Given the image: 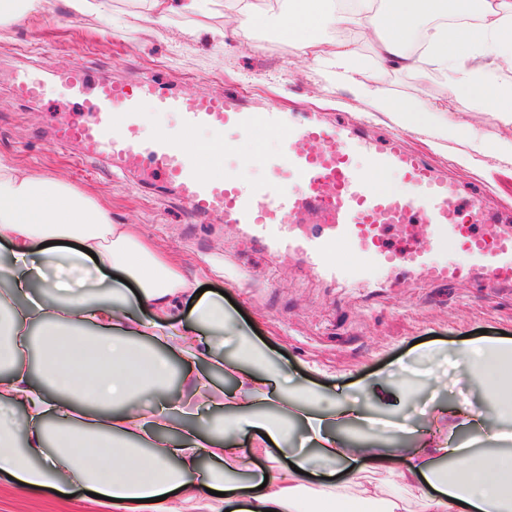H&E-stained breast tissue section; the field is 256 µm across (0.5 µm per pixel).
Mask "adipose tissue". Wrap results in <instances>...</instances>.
<instances>
[{"instance_id": "ef3b65f1", "label": "adipose tissue", "mask_w": 512, "mask_h": 512, "mask_svg": "<svg viewBox=\"0 0 512 512\" xmlns=\"http://www.w3.org/2000/svg\"><path fill=\"white\" fill-rule=\"evenodd\" d=\"M150 26L172 12L221 13L224 0H150ZM251 23L276 20L302 53L329 65L328 77L352 85L401 128H433L439 139L465 140L476 155L512 165V91L498 85L480 56L512 69V0H238ZM326 29L355 30L370 45L380 70H405L422 90L412 98L388 97L358 80L362 62L347 41L321 43ZM449 98L476 94L483 111L504 129L487 142L472 125L442 120L447 100L427 95L434 75ZM0 406L22 407L24 429L0 420V473L22 491L59 497L86 488L113 498V512H166L163 495L194 503L204 489L216 497L209 512H512V461L503 455L451 445L415 429L414 446L380 435L346 436L370 428L363 397L384 402L395 385L374 380L362 398L324 405L308 385L285 386L282 370L264 341L237 328L234 352L224 350V305L197 298V279L177 258L150 242L140 225L113 223L98 199L19 167L0 156ZM95 253L91 288L71 291L67 272ZM121 273L137 290L127 295L109 281ZM196 298L195 318L181 322L182 306ZM150 318H142L140 309ZM185 367L184 386L171 397V355ZM456 359L478 377L493 406L488 414L437 405L432 423L452 419L479 429L483 438L512 440V340L468 341ZM222 371L230 390L214 394L210 374ZM230 412L210 420L211 410ZM258 434L263 467L247 464L228 430ZM298 431V447L288 445ZM455 455L453 469L440 459ZM220 469L202 473L203 459ZM384 475L382 486L363 475Z\"/></svg>"}]
</instances>
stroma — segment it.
<instances>
[{
  "label": "stroma",
  "mask_w": 512,
  "mask_h": 512,
  "mask_svg": "<svg viewBox=\"0 0 512 512\" xmlns=\"http://www.w3.org/2000/svg\"><path fill=\"white\" fill-rule=\"evenodd\" d=\"M145 11L141 0H110L106 14L80 16L71 13L66 0H50L44 14L0 26V155L88 189L109 205L114 223L142 225L147 235L182 255L188 271L207 270V284L226 294L224 308L231 315L227 329L249 325L292 383L311 385L325 400H343L404 365L416 385L415 398L384 410V417L402 419L415 401L432 394L441 404L466 403L475 411L488 407L479 381L466 386L450 375L445 388L435 393L426 372L437 369L442 356L463 339L476 341L484 334L512 339V287L489 288L474 278L457 283L407 279L393 288L387 271L377 270L373 287L353 288L314 273L297 258L274 264L246 230L187 213L164 182H146L106 159L88 158L77 145L50 143L48 132L60 109L55 95L20 100L12 75L34 70L50 84L60 71L79 64L112 81L155 75L180 91L232 89L285 112L317 110L330 123L398 136L406 149L456 178L464 191H487V215L494 220L502 210L512 211V166L492 155L468 164L467 142L452 139L436 147L425 131L395 126L350 88L330 83L288 38L269 37L268 27L240 20L233 48L224 52L215 49L206 32L210 26L223 27L222 16L176 17L150 32ZM357 51L366 64L365 77L384 94L417 95L411 76L377 73L369 65L368 45L358 44ZM446 117L472 124L488 141L503 134L468 97L454 99ZM281 151L277 134L259 143L240 135L234 155L220 158L219 165L260 182L268 176L265 156ZM0 512H112V507L83 490L70 498L34 497L1 475Z\"/></svg>",
  "instance_id": "stroma-1"
}]
</instances>
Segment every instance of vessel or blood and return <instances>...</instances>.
<instances>
[{
    "label": "vessel or blood",
    "instance_id": "vessel-or-blood-1",
    "mask_svg": "<svg viewBox=\"0 0 512 512\" xmlns=\"http://www.w3.org/2000/svg\"><path fill=\"white\" fill-rule=\"evenodd\" d=\"M15 92L38 99L45 85L24 74ZM55 92L78 102L79 109L56 126L54 142L78 143L87 156L117 160L128 168L149 164L152 176L175 186L191 214L215 213L224 223L248 227L274 259L297 255L312 271L343 280L346 269L333 254L337 245L347 244L368 258L354 273L366 286L379 268L443 281H462L479 270L490 282L512 284V236L486 219L479 194L462 199L457 184L436 175L396 139L380 140L346 126L331 128L309 114L252 106L234 91L189 94L159 79L98 81L81 66L68 69L56 81ZM146 99L155 111L178 116L176 132L141 134V103ZM200 129L219 134L205 150L192 140ZM227 129L280 135L284 150L267 161L271 179L252 184L211 172L213 155L235 150L234 141L223 136ZM390 171L399 173L405 193L374 190L378 176ZM305 213L325 225L326 233H303L299 222ZM417 223L425 232L415 249L394 253L383 247L385 228L409 237Z\"/></svg>",
    "mask_w": 512,
    "mask_h": 512
}]
</instances>
